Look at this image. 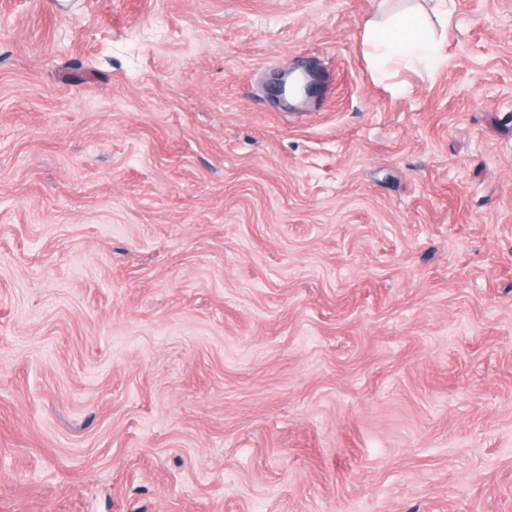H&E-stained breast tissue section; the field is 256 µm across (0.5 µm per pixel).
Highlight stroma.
<instances>
[{"mask_svg":"<svg viewBox=\"0 0 512 512\" xmlns=\"http://www.w3.org/2000/svg\"><path fill=\"white\" fill-rule=\"evenodd\" d=\"M448 9L0 0V512H512V0ZM366 33L373 56L382 63H423L432 70L445 63L440 42L429 29L427 19L416 12H405L386 22L369 21Z\"/></svg>","mask_w":512,"mask_h":512,"instance_id":"1","label":"stroma"}]
</instances>
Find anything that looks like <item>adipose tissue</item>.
Wrapping results in <instances>:
<instances>
[{
	"instance_id": "1",
	"label": "adipose tissue",
	"mask_w": 512,
	"mask_h": 512,
	"mask_svg": "<svg viewBox=\"0 0 512 512\" xmlns=\"http://www.w3.org/2000/svg\"><path fill=\"white\" fill-rule=\"evenodd\" d=\"M366 33L376 60L382 63H423L429 68L443 64L440 43L429 29L426 18L405 12L386 22H368Z\"/></svg>"
}]
</instances>
